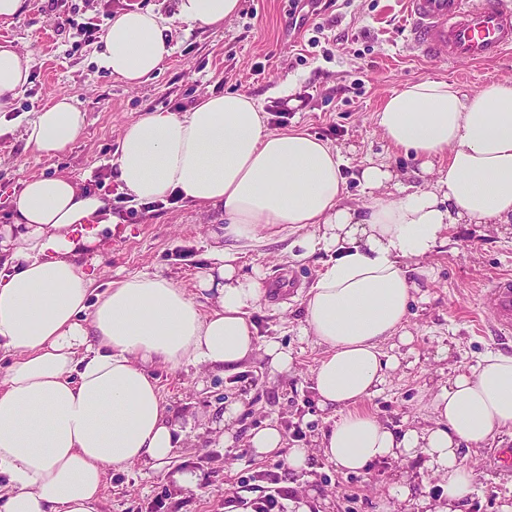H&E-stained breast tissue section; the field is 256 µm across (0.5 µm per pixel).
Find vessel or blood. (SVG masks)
<instances>
[{
    "mask_svg": "<svg viewBox=\"0 0 512 512\" xmlns=\"http://www.w3.org/2000/svg\"><path fill=\"white\" fill-rule=\"evenodd\" d=\"M408 39L451 63L492 60L512 50V0H406ZM485 318L512 334V275L491 277L480 293Z\"/></svg>",
    "mask_w": 512,
    "mask_h": 512,
    "instance_id": "obj_1",
    "label": "vessel or blood"
}]
</instances>
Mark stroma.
<instances>
[{
  "label": "stroma",
  "mask_w": 512,
  "mask_h": 512,
  "mask_svg": "<svg viewBox=\"0 0 512 512\" xmlns=\"http://www.w3.org/2000/svg\"><path fill=\"white\" fill-rule=\"evenodd\" d=\"M27 13L11 26L0 25V41L11 40L30 61V77L9 112L0 118V226L10 223V201L22 182L39 175H65L91 187L110 202L111 226L99 231L88 249L100 263L99 283L119 275L158 273L192 287L214 248L217 216L208 207L178 202L147 207L124 197L110 178L122 127L148 110L176 112L211 93L245 92L256 97L274 131L302 130L340 148L344 157L346 202L364 195L358 174L367 162L386 165L401 186L426 184L418 160L391 147L381 136L375 114L386 97L404 84L446 80L474 92L512 79V53L484 63L428 59L407 39L404 0H320L316 10L302 8L293 17V0H241L236 17L219 30L178 20L175 0H67L83 18L106 25L122 11L142 7L157 13L168 29L171 57L141 85L130 87L100 63L99 41L59 32L48 0H28ZM294 80V100L302 110L280 117L283 99L270 90ZM73 97L86 113L82 135L64 153L48 158L26 142L25 130L36 112L57 93ZM287 232L261 234L250 244L230 243L243 272L272 283L286 274L294 292L267 294L252 312L258 343L276 341L288 348L293 367L270 373L262 357L247 361L232 375L192 366L171 371L156 368L161 393L178 426L180 440L160 469L134 464L105 474L103 512H148L162 489L186 499L184 512H223L227 495H260L256 474L275 464L257 457L247 444L249 432L267 422L281 427L290 448L311 451L310 468L301 473L280 469L311 512H381L382 504L406 512L391 490L408 483L439 504V479L424 457L371 464L366 473L343 474L318 451L320 438L335 420L320 409L312 389V372L323 356L321 346L300 335L302 300L315 279L322 255L295 258ZM430 280H419L406 325L412 340L392 338L386 356L400 364L388 370L380 391L363 404L389 426L429 427L435 422L433 400L455 370L476 364L487 352L512 355V336H500L480 315L479 290L491 275L512 274V224H458L447 245L428 261ZM239 412L223 428L224 409ZM512 432L483 447L463 451L473 473V491L461 512H500L512 501ZM208 475V482L185 487L178 475Z\"/></svg>",
  "instance_id": "1"
}]
</instances>
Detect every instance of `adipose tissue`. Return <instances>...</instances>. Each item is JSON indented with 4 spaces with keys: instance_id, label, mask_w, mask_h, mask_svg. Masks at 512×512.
Returning <instances> with one entry per match:
<instances>
[{
    "instance_id": "1",
    "label": "adipose tissue",
    "mask_w": 512,
    "mask_h": 512,
    "mask_svg": "<svg viewBox=\"0 0 512 512\" xmlns=\"http://www.w3.org/2000/svg\"><path fill=\"white\" fill-rule=\"evenodd\" d=\"M241 0H177L179 19L218 29ZM172 47L151 10L112 20L101 63L128 85L159 70ZM29 79V63L0 44V112ZM86 116L64 93L51 97L26 129L28 146L53 157L82 134ZM382 137L433 174L407 190L382 164L365 165V199L345 202L339 149L300 130L275 132L257 99L210 94L187 112L147 111L124 125L116 180L135 201L178 194L217 210L221 238L250 242L265 229L297 232L301 257L324 260L304 300L301 335L323 346L312 372L320 408L336 414L321 454L344 473L385 458L424 454L457 512L472 488L465 448L512 431V355L486 353L457 373L433 401L437 422L396 431L364 410L397 359L384 343L405 328L426 261L457 224L512 223V80L465 92L445 80L393 91L376 114ZM102 196L61 175L27 179L0 229V476L9 491L0 512H101L104 475L142 463L166 465L176 445L153 369L162 365L233 373L256 354L272 372L290 369L279 343L258 345L249 313L266 294L259 275L214 249L187 289L157 273L126 275L96 291L87 257L93 237L74 226L100 223ZM212 302L203 309L201 299ZM259 455L287 450L288 466H309L307 449H285L274 423L253 431Z\"/></svg>"
}]
</instances>
